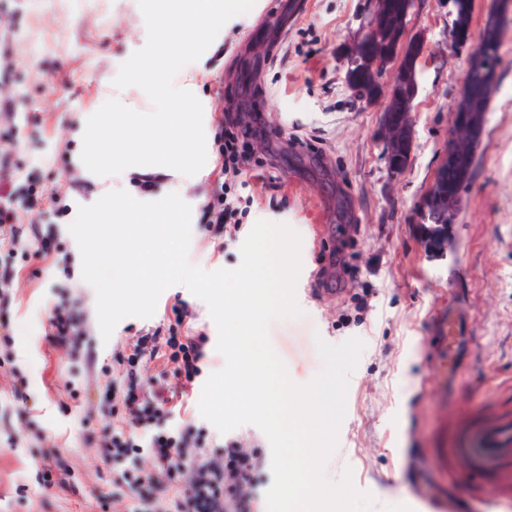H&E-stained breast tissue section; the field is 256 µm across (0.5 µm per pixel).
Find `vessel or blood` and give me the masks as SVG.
I'll return each mask as SVG.
<instances>
[{"label":"vessel or blood","mask_w":512,"mask_h":512,"mask_svg":"<svg viewBox=\"0 0 512 512\" xmlns=\"http://www.w3.org/2000/svg\"><path fill=\"white\" fill-rule=\"evenodd\" d=\"M440 457L462 462L493 488L498 503H512L511 414L473 426L463 443L441 449Z\"/></svg>","instance_id":"vessel-or-blood-1"}]
</instances>
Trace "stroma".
Here are the masks:
<instances>
[{
  "mask_svg": "<svg viewBox=\"0 0 512 512\" xmlns=\"http://www.w3.org/2000/svg\"><path fill=\"white\" fill-rule=\"evenodd\" d=\"M288 3L263 0L260 12L234 17L204 63L212 135L204 170L185 195L188 258L204 260L208 271L241 262L242 238L225 237L223 251H214L206 207L218 188L217 120L227 102L252 98L265 134L253 142L258 164L239 190L254 199L245 223H284L302 239L296 296L303 315L271 321V345L292 380L305 384L322 369L316 338L365 343L327 475L336 480L352 470L356 487L373 495V512H448L449 500L469 497L473 482L464 464H441L437 449L457 445L477 417L512 411V13L500 31L501 78L475 147L474 178L461 192L442 257L427 250L418 211L451 140L469 57L498 0H472L470 37L460 45L453 0H413L404 38H420L422 50L411 152L400 172L389 168L378 136L385 98L368 100L345 78L344 50L361 36L367 0H306L292 14ZM16 8L11 74L0 79V152L12 165L0 168V182L21 169L59 192L68 210L36 209L22 219L25 236L54 238L51 256L0 249V271L13 273L0 296V317L12 326L9 343L0 342V512H132L131 499L114 493L101 452L112 425V360L187 303L208 339V359L187 414L174 423L219 444L223 434L199 410L206 376L224 366L218 329L207 304L174 285L152 317L124 318L102 340L96 293L82 278L69 231L79 207L97 200L96 186L72 164L80 147L74 134L101 100V77L122 64L131 32L146 31L126 26L135 0H18ZM12 125L22 134L16 146L3 137ZM345 263L354 275L343 274ZM321 268L333 292L316 301L308 276ZM363 298L369 308L359 315L354 307ZM56 307L80 323L79 336L65 345L49 338ZM452 309L466 318L470 335L451 359L437 330ZM18 381L21 399L12 395ZM52 446L73 470L74 488L46 495L39 463Z\"/></svg>",
  "mask_w": 512,
  "mask_h": 512,
  "instance_id": "35a3bbf8",
  "label": "stroma"
}]
</instances>
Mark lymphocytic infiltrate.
I'll use <instances>...</instances> for the list:
<instances>
[{
  "label": "lymphocytic infiltrate",
  "instance_id": "obj_1",
  "mask_svg": "<svg viewBox=\"0 0 512 512\" xmlns=\"http://www.w3.org/2000/svg\"><path fill=\"white\" fill-rule=\"evenodd\" d=\"M218 125L224 137L220 176H246L254 128L230 115L220 118ZM45 200L56 208L61 196L31 186L15 192L0 185L1 246H23L21 215ZM190 316L188 306H181L174 324L147 330L117 353L112 364L117 381L109 389L112 430L103 439L105 457L118 470L116 484L136 494L138 512H261L258 461L243 451L238 437H225L217 448L202 432L169 425L171 416L186 408L206 360V336L191 331ZM145 361L173 365L175 385L156 390L141 382L137 369ZM145 456L152 459V470L139 468L138 461ZM186 470L191 477L185 481L181 475Z\"/></svg>",
  "mask_w": 512,
  "mask_h": 512
}]
</instances>
